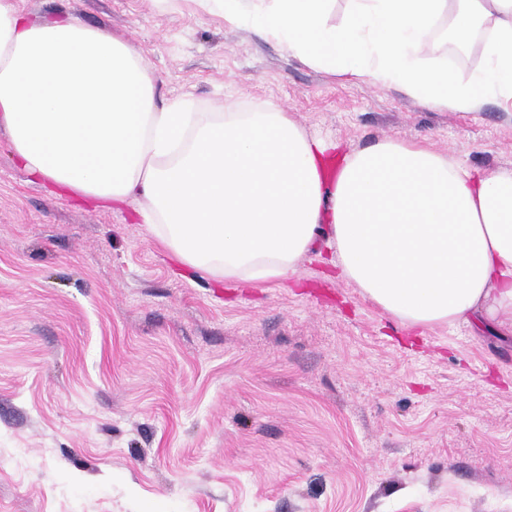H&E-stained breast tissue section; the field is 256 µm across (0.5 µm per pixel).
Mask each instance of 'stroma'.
<instances>
[{
  "label": "stroma",
  "mask_w": 512,
  "mask_h": 512,
  "mask_svg": "<svg viewBox=\"0 0 512 512\" xmlns=\"http://www.w3.org/2000/svg\"><path fill=\"white\" fill-rule=\"evenodd\" d=\"M134 44L165 98L278 105L360 150L512 168V110L332 76L155 0H19ZM488 30L442 47L461 79ZM0 512H512V335L416 330L314 255L286 285L187 270L132 208L58 196L0 127Z\"/></svg>",
  "instance_id": "obj_1"
}]
</instances>
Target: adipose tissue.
<instances>
[{"label": "adipose tissue", "instance_id": "obj_1", "mask_svg": "<svg viewBox=\"0 0 512 512\" xmlns=\"http://www.w3.org/2000/svg\"><path fill=\"white\" fill-rule=\"evenodd\" d=\"M253 25L304 63L452 112L512 103V0H156ZM490 26L456 80L428 34ZM0 126L17 166L95 207L132 206L183 265L219 283H282L330 250L341 277L414 329L478 317L512 329V170L474 174L408 143L340 154L276 105L197 112L164 100L135 47L0 0Z\"/></svg>", "mask_w": 512, "mask_h": 512}]
</instances>
